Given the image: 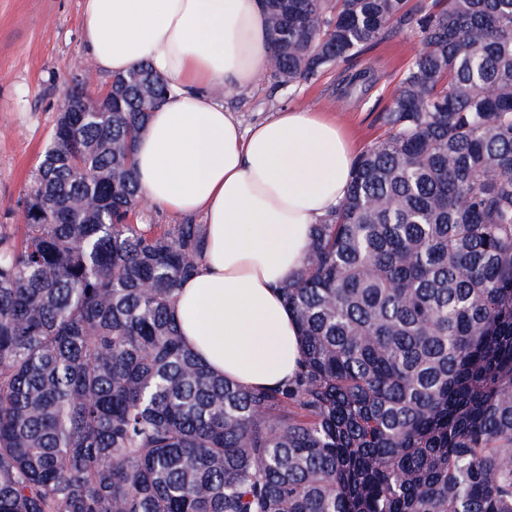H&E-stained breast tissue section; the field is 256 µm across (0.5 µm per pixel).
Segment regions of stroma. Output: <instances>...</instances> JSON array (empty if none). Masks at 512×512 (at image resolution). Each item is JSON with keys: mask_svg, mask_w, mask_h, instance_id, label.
<instances>
[{"mask_svg": "<svg viewBox=\"0 0 512 512\" xmlns=\"http://www.w3.org/2000/svg\"><path fill=\"white\" fill-rule=\"evenodd\" d=\"M82 4L83 0H0V224H22V202L63 91L89 62L82 38ZM421 47L415 32L403 27L314 81L288 88L262 78L237 95L225 96L220 87L214 93L246 127L282 108L330 113L361 152L383 137L379 113ZM367 67L376 77L368 96L349 98L344 107H337L343 78Z\"/></svg>", "mask_w": 512, "mask_h": 512, "instance_id": "stroma-1", "label": "stroma"}]
</instances>
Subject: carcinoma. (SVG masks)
I'll use <instances>...</instances> for the list:
<instances>
[{"label":"carcinoma","instance_id":"1","mask_svg":"<svg viewBox=\"0 0 512 512\" xmlns=\"http://www.w3.org/2000/svg\"><path fill=\"white\" fill-rule=\"evenodd\" d=\"M408 3L265 0L281 86L403 26L424 46L281 288L303 352L273 387L173 320L204 225L131 221L165 80L64 90L23 238L0 224V512H512V0Z\"/></svg>","mask_w":512,"mask_h":512}]
</instances>
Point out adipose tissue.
<instances>
[{
	"label": "adipose tissue",
	"instance_id": "1",
	"mask_svg": "<svg viewBox=\"0 0 512 512\" xmlns=\"http://www.w3.org/2000/svg\"><path fill=\"white\" fill-rule=\"evenodd\" d=\"M82 34L97 69L118 75L145 61L169 85L134 160L150 207L204 221L197 272L172 305L186 345L244 387L288 380L301 338L280 289L347 192L349 138L311 110L246 129L212 95L260 78L271 52L262 0H84Z\"/></svg>",
	"mask_w": 512,
	"mask_h": 512
}]
</instances>
